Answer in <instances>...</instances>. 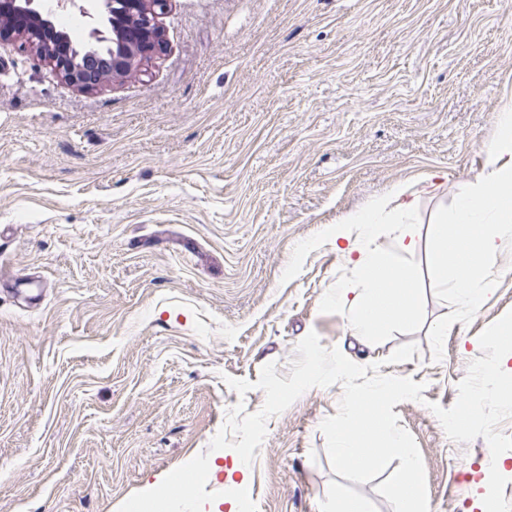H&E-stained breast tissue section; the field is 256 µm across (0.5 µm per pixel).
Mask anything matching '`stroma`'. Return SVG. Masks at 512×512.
Masks as SVG:
<instances>
[{"label": "stroma", "mask_w": 512, "mask_h": 512, "mask_svg": "<svg viewBox=\"0 0 512 512\" xmlns=\"http://www.w3.org/2000/svg\"><path fill=\"white\" fill-rule=\"evenodd\" d=\"M145 77L82 91L0 45V512H118L207 453L228 378L285 379L317 332L360 365L425 385L393 406L425 467L430 512H484V438L451 441L450 408L479 333L512 311V249L474 310L433 283L430 230L486 172L512 95V0H175ZM395 182L417 198L421 284L410 317L352 336L327 295L353 271L329 228ZM447 335H437L439 326ZM408 342L410 361L388 358ZM342 385L268 418L244 484L258 512L329 497L393 512L334 473L320 425Z\"/></svg>", "instance_id": "35a3bbf8"}]
</instances>
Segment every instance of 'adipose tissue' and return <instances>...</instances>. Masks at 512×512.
Segmentation results:
<instances>
[{"instance_id": "adipose-tissue-1", "label": "adipose tissue", "mask_w": 512, "mask_h": 512, "mask_svg": "<svg viewBox=\"0 0 512 512\" xmlns=\"http://www.w3.org/2000/svg\"><path fill=\"white\" fill-rule=\"evenodd\" d=\"M496 125L487 173L463 186L432 228L434 281L454 288L459 304L469 308L479 307L497 287L490 267L498 253L512 247V97L499 108ZM416 204L414 194L397 183L341 220L336 238L359 278L339 283L332 298L346 309L353 335H378L413 310L415 277L402 258L416 249L417 232L409 220ZM388 225L390 249H375V239Z\"/></svg>"}]
</instances>
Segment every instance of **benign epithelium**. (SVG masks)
<instances>
[{"mask_svg":"<svg viewBox=\"0 0 512 512\" xmlns=\"http://www.w3.org/2000/svg\"><path fill=\"white\" fill-rule=\"evenodd\" d=\"M174 0H137L136 28L126 26L117 0H71L89 19L86 35L72 45L69 36L56 30L54 14L44 0H0V41L20 52L35 50L69 84L93 90L100 80L89 78L83 62L106 50L112 72L106 77L145 76L148 64L166 48L159 19Z\"/></svg>","mask_w":512,"mask_h":512,"instance_id":"benign-epithelium-1","label":"benign epithelium"}]
</instances>
